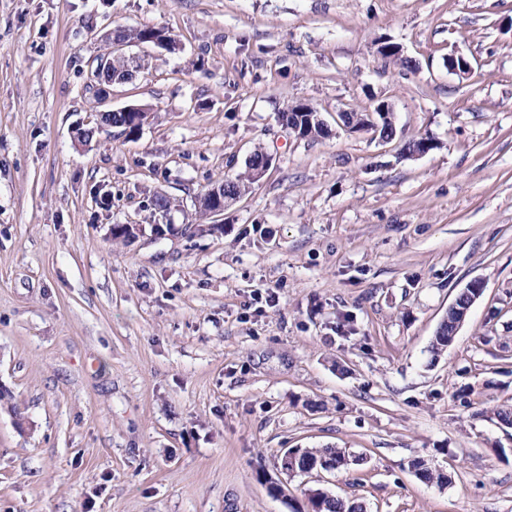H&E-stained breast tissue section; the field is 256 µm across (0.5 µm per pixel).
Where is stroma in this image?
<instances>
[{"instance_id": "stroma-1", "label": "stroma", "mask_w": 512, "mask_h": 512, "mask_svg": "<svg viewBox=\"0 0 512 512\" xmlns=\"http://www.w3.org/2000/svg\"><path fill=\"white\" fill-rule=\"evenodd\" d=\"M118 26L180 49L123 47L138 68L102 101L91 72ZM296 101L329 136L280 123ZM382 101L392 141L336 122ZM128 105L149 109L139 133L75 143ZM257 150L272 166L201 231L196 197ZM114 224L143 231L115 242ZM500 408L512 0H0V512H308L317 487L365 512H512ZM325 446L350 465L283 471L287 449ZM459 315L460 313L457 312L455 308L450 310L448 308V322L444 323L441 327L439 326L432 342V351L434 354L438 355L453 342L455 336H452L451 333L454 328L453 324L459 319Z\"/></svg>"}]
</instances>
